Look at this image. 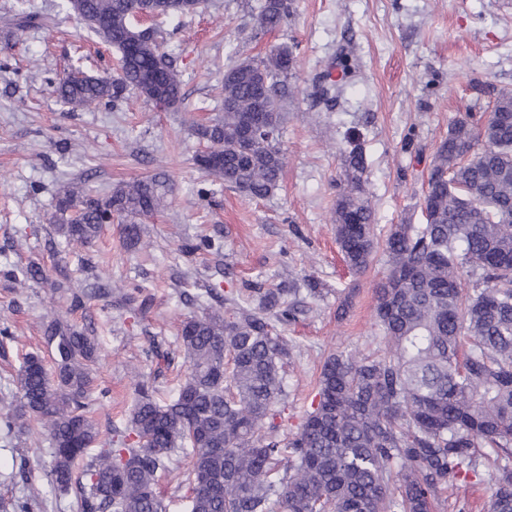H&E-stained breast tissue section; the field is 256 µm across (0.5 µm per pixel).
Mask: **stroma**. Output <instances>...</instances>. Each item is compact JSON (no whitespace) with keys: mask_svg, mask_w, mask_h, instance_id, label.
<instances>
[{"mask_svg":"<svg viewBox=\"0 0 512 512\" xmlns=\"http://www.w3.org/2000/svg\"><path fill=\"white\" fill-rule=\"evenodd\" d=\"M64 4L0 0V324L17 337L0 353V412L16 400L23 354L52 356L42 332L47 313L88 327L103 346L94 418L105 439L126 422L136 375L172 393L182 355L160 369L145 352L153 343L169 349L185 315L258 286L292 284L304 300L307 284L316 282L322 296L281 327L297 350L285 373L280 434L296 432L324 359L336 351L372 354L381 342L374 288L385 261L353 274L332 231L343 138L362 135L378 235L394 224L422 223L429 165L450 123L489 111L500 91H512V0H294L288 19L271 31L256 24L259 0H207L202 11L158 24L181 81L176 107L133 92L94 110L62 105L53 81L74 68L104 73L117 52ZM21 7L45 25H14ZM283 43L295 47L292 93L283 104V178L272 195L252 199L198 169L194 129L220 115L226 70ZM158 173L169 204L145 220L143 248L127 249L118 225L106 224L91 246L65 252L55 203L68 183L85 180L98 197ZM204 236L212 249L184 252ZM32 262L52 278L100 282L112 295L71 309L47 285L14 279ZM213 286L215 298L207 293ZM342 289L355 297L340 320ZM49 462L48 443L0 439V499L27 501L31 512H74L73 496L44 474ZM478 469L479 479L447 489L432 512H489L486 457Z\"/></svg>","mask_w":512,"mask_h":512,"instance_id":"stroma-1","label":"stroma"}]
</instances>
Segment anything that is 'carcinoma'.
Here are the masks:
<instances>
[{
  "label": "carcinoma",
  "mask_w": 512,
  "mask_h": 512,
  "mask_svg": "<svg viewBox=\"0 0 512 512\" xmlns=\"http://www.w3.org/2000/svg\"><path fill=\"white\" fill-rule=\"evenodd\" d=\"M205 0H153L158 17L195 13ZM88 30L120 53L111 77L84 73L54 81L73 108L118 103L133 89L175 106L180 81L156 31L136 28L137 0H66ZM288 0H260L256 19L280 26ZM295 61L283 44L224 74L222 115L196 128L217 162L200 170L251 198L278 188L282 98ZM482 147H477V144ZM347 188L336 199L334 232L352 273L373 264L374 213L365 195L363 148L347 140ZM164 182L122 183L104 198L85 183L58 196V233L86 247L102 225L119 224L129 247L141 220L164 207ZM423 224H393L385 239L388 271L378 284L376 320L384 350L330 354L298 431L278 437L287 394L281 369L295 346L276 330L303 312L295 288L257 289L258 307L235 298L185 317L176 336L186 371L174 394L157 397L134 382L125 429L87 456L99 436L90 416L92 373L101 347L86 329L53 319L44 341L48 370L29 353L17 377V403L0 415V436L43 438L46 476L75 493L76 512H169L154 490L158 471L187 451L181 480L189 512H431L439 495L475 472L477 449H493L490 512H512V93L501 92L483 123L462 118L448 129L428 173ZM473 288L463 292L462 282Z\"/></svg>",
  "instance_id": "cac0c4a2"
}]
</instances>
